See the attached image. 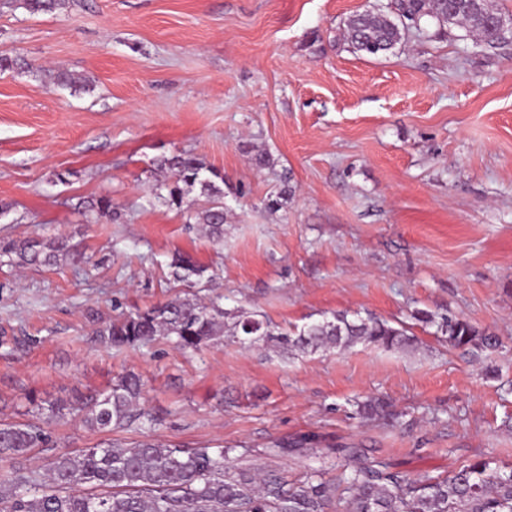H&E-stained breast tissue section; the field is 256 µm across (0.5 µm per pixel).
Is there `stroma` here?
<instances>
[{
	"instance_id": "35a3bbf8",
	"label": "stroma",
	"mask_w": 512,
	"mask_h": 512,
	"mask_svg": "<svg viewBox=\"0 0 512 512\" xmlns=\"http://www.w3.org/2000/svg\"><path fill=\"white\" fill-rule=\"evenodd\" d=\"M390 0H70L0 9V239L62 235L81 262L0 263V423L34 422L47 460L100 443L229 449L296 478L327 448L367 449L410 476L478 459L512 468V31L473 49L431 22L392 52L354 53L344 23ZM66 70L71 88L51 77ZM188 152L224 175V237L159 199L155 158ZM269 154L272 167L256 163ZM287 190L279 210L266 197ZM110 196L116 221L79 199ZM216 268L171 281L174 251ZM303 325L336 312L410 323L416 349L307 356L157 337L111 347L99 330L174 294ZM418 309L494 332L474 357L413 322ZM132 372L150 427L92 431L37 414ZM389 400L395 423L356 416ZM307 454L267 459L277 443ZM69 0H1L0 7L22 8L30 14L52 13L67 8Z\"/></svg>"
}]
</instances>
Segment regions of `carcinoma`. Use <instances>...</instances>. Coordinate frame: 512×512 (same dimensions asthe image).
I'll use <instances>...</instances> for the list:
<instances>
[{
    "label": "carcinoma",
    "mask_w": 512,
    "mask_h": 512,
    "mask_svg": "<svg viewBox=\"0 0 512 512\" xmlns=\"http://www.w3.org/2000/svg\"><path fill=\"white\" fill-rule=\"evenodd\" d=\"M69 0H0V7L22 8L31 14L67 8ZM500 15L492 0H477L468 8L462 0H397L395 15L364 11L345 22L353 51L367 56L390 52L403 39L404 21H432L439 27H460L485 46L499 45L505 35L494 25ZM154 170L170 174L164 201L180 209L185 189L199 187L197 223L207 234L224 236V175L196 156L178 152L162 155ZM91 222L118 218L107 196L79 202ZM22 265L54 267L78 260L69 240L40 234L0 248V257ZM175 282L191 287L211 282L215 272L189 256L176 253L168 264ZM414 318L436 326L454 348L479 354L495 350L499 339L466 319L435 316L424 310ZM115 348L146 343L159 336L174 340L179 349L199 350L224 338L233 343H265L276 353L314 354L346 350L357 344L406 350L416 339L401 325L377 317L333 313L320 320L284 329L243 310L227 311L217 302L204 303L175 295L144 311L130 313L99 330ZM143 383L133 373L119 375L111 387L95 396L69 403H50V416L76 415L91 430H112L137 423L152 425L153 416L141 406ZM365 419L395 420L389 402L371 398L356 403ZM48 445V436L32 423L0 424V459L13 461L9 476L0 479V512H334L344 503L347 512H512V469H493L476 460L445 476L410 478L360 448L336 447L325 457L328 469L307 468L290 481L277 471L227 463L231 449L162 446L148 440L85 448L53 457L43 466L25 464L34 448Z\"/></svg>",
    "instance_id": "1"
}]
</instances>
